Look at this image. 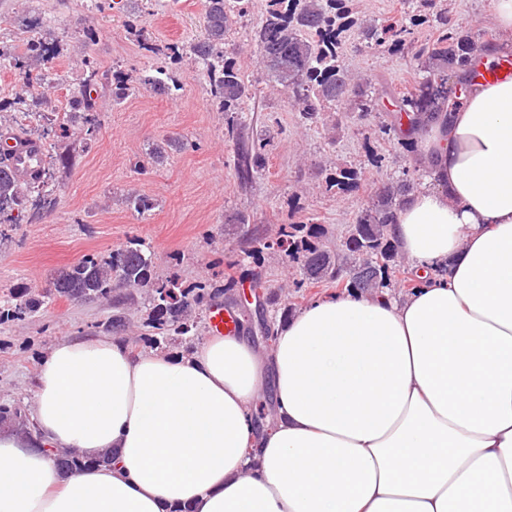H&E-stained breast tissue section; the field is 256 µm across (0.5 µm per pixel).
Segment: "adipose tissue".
<instances>
[{"label":"adipose tissue","mask_w":512,"mask_h":512,"mask_svg":"<svg viewBox=\"0 0 512 512\" xmlns=\"http://www.w3.org/2000/svg\"><path fill=\"white\" fill-rule=\"evenodd\" d=\"M463 98L391 226L419 288L316 299L263 353L55 341L31 426L0 429V512H512V78Z\"/></svg>","instance_id":"adipose-tissue-1"}]
</instances>
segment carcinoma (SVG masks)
I'll return each instance as SVG.
<instances>
[{
	"instance_id": "cac0c4a2",
	"label": "carcinoma",
	"mask_w": 512,
	"mask_h": 512,
	"mask_svg": "<svg viewBox=\"0 0 512 512\" xmlns=\"http://www.w3.org/2000/svg\"><path fill=\"white\" fill-rule=\"evenodd\" d=\"M346 0H267L251 30V39L260 56L268 80L280 87L288 101L301 108L303 118L311 123L320 119L329 105L347 103L360 112L375 110L376 96L372 83L356 78L340 59L337 33L342 27L337 21L344 15ZM248 0H205L206 36L188 44L183 51L193 55L201 65L200 76L211 88L212 100L221 112H229L226 134L235 146V174L247 183L264 170L265 147L261 141L245 137L244 121L236 116L239 107L249 98L250 90L235 63L227 58L224 41L234 30L237 20L246 15ZM442 29L438 40L425 47L419 55L415 77L409 89L397 98L393 122L383 124L384 135L402 134V121L420 124L424 116L446 110L454 112L462 104L461 95L448 88V76L457 79L460 91L473 82L478 52L495 44L485 32L448 28L440 15H435ZM407 29L395 23L375 20L360 28V37L368 45L381 46L394 42L395 48L405 43ZM44 33L36 31L22 52L0 47V67L14 72L20 81V96L10 108L13 126L21 135L47 134L56 130L64 143L73 136L81 150H89L98 140L102 129L101 89L110 87L112 101L118 103L128 95L149 88L157 93L171 90L164 70L155 75L110 77L101 72L94 57L81 58L84 79L69 98V111L63 117L52 108L49 94L54 82L50 74L35 66L46 56ZM181 51V52H183ZM176 50L170 57L178 59ZM180 148L176 140H168L150 153L153 163L160 165L169 152ZM13 153L0 152V225L19 224L24 218L33 219L54 207L53 188L59 174L76 162V152H61L43 156L39 169L28 179L18 180L10 169ZM360 176L352 167L336 168L329 185L345 188ZM413 188L410 180L401 177L377 190L367 206L354 218L347 230L344 248L331 251L318 240L328 234L321 224L301 229L297 224H285L271 240L258 237L253 254L274 250L296 271L293 287H315L334 284L343 291L358 288L408 287L412 278L400 264L390 229L396 209ZM126 203L135 212L145 215L155 203L137 193L126 196ZM128 292L145 291L151 303L144 322L147 340L159 347L172 341H193L199 338V316L213 307L218 289L198 283L186 288L172 279L156 275L151 255L140 240H130L104 258L86 255L77 263L60 270L52 288L39 292L32 288L11 294L0 305V321L22 320L38 312L51 301H74L81 296L89 301H110L118 313L112 315V332L126 327V316L120 312ZM22 424V409L16 404H0V422ZM57 464L66 471H78L82 459L68 453L55 454Z\"/></svg>"
}]
</instances>
